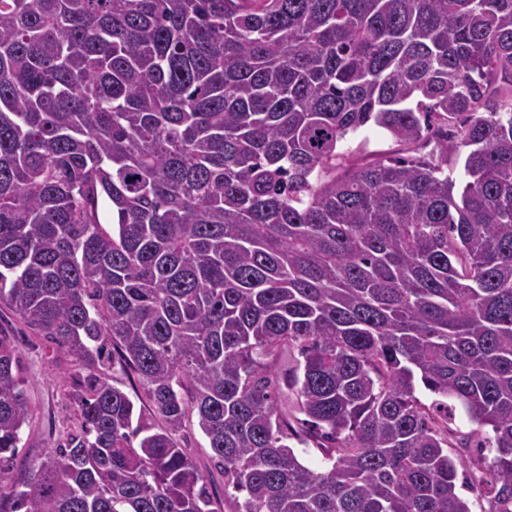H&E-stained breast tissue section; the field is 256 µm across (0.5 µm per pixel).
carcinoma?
<instances>
[{"label": "carcinoma", "instance_id": "cac0c4a2", "mask_svg": "<svg viewBox=\"0 0 512 512\" xmlns=\"http://www.w3.org/2000/svg\"><path fill=\"white\" fill-rule=\"evenodd\" d=\"M2 305L81 382L16 477L0 327V512H512V0H0ZM339 161L346 166L362 165L388 157L407 156L405 147L399 145L385 131L368 126L356 133L349 134L337 148ZM185 434L187 436L188 447L191 448L196 461L205 469L210 467L209 479L218 487L222 486V477L212 467L210 462L211 450L208 448V441L202 434L197 426L196 418L193 416L192 420L186 423Z\"/></svg>", "mask_w": 512, "mask_h": 512}]
</instances>
